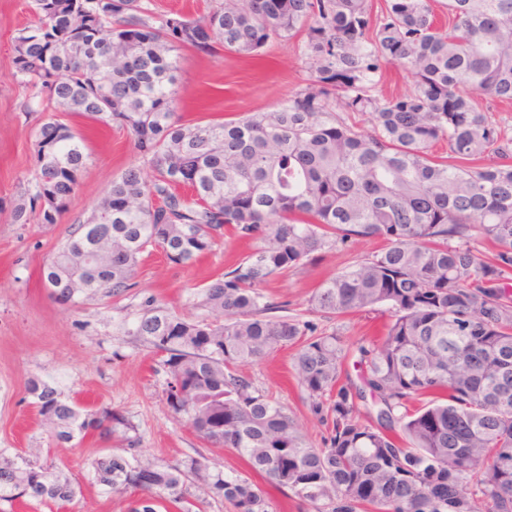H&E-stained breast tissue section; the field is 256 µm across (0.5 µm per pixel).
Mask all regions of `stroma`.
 Here are the masks:
<instances>
[{
	"label": "stroma",
	"instance_id": "obj_1",
	"mask_svg": "<svg viewBox=\"0 0 512 512\" xmlns=\"http://www.w3.org/2000/svg\"><path fill=\"white\" fill-rule=\"evenodd\" d=\"M37 23L34 0H0V455L51 457L81 492L60 511L22 497L0 500V512H127L128 495L106 493L90 481L92 460L110 453V445L88 435L51 449L52 439L31 404L27 382L37 377L56 387L62 398L125 414L135 425L146 455L178 461L199 451L212 469L244 470L245 463L234 449L204 443L174 418L166 404L164 372L140 340L123 335L119 328L123 317L149 296L172 312L193 314L197 292L228 264L248 254L249 248L229 236L223 250L186 266L170 264L157 253L144 257L138 285L127 295L105 297L77 309L51 296L41 278L44 261L87 219L112 179L135 161L136 152L123 131L69 117V124L85 139L90 160L67 210L55 224L35 218L26 224L12 223L11 205L36 170L34 132L45 119L44 113L24 109L32 90L14 75V37L18 29ZM311 75L298 39L271 43L265 55L255 59L221 49L208 56L186 49L178 70V113L183 122L195 123L269 111ZM381 246L376 238H353L323 250L315 263L272 280L266 293L319 329L338 331L346 344L379 338L387 313L356 312L329 321L310 311L308 299L322 281ZM291 355L288 349L275 351L244 366L243 372L293 410L303 434L318 446L326 430L301 398Z\"/></svg>",
	"mask_w": 512,
	"mask_h": 512
}]
</instances>
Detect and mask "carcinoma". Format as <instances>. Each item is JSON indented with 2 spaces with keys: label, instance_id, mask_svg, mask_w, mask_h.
I'll return each instance as SVG.
<instances>
[{
  "label": "carcinoma",
  "instance_id": "cac0c4a2",
  "mask_svg": "<svg viewBox=\"0 0 512 512\" xmlns=\"http://www.w3.org/2000/svg\"><path fill=\"white\" fill-rule=\"evenodd\" d=\"M216 0L204 15H157L142 0H36L39 24L14 37L15 76L37 89L28 112L38 170L13 204L55 224L89 154L58 113L127 132L135 164L46 260L56 300L77 305L136 287L144 254L174 265L211 254L231 235L251 243L235 267L172 313L149 296L123 333L142 340L166 375L171 413L213 447L235 449L245 472L211 469L200 452L145 457L121 412L87 418L32 378L34 408L56 444L88 433L121 452L91 462V480L137 494L129 512H203L200 493L232 512H272L263 477L314 512H512V137L466 88L512 102V0ZM304 33L314 76L277 108L184 124L175 89L191 48L257 56ZM384 62L413 88L382 100ZM372 117L370 132L356 117ZM448 146L447 156L432 153ZM492 152L497 161L475 166ZM352 237L384 247L325 280L310 298L326 319L389 313L380 340L348 348L287 305L267 300L274 277ZM492 243L490 262L475 244ZM281 348L310 411L327 430L313 446L288 407L241 371ZM375 415L360 419L359 403ZM79 488L52 465L0 457V500L59 507Z\"/></svg>",
  "mask_w": 512,
  "mask_h": 512
}]
</instances>
